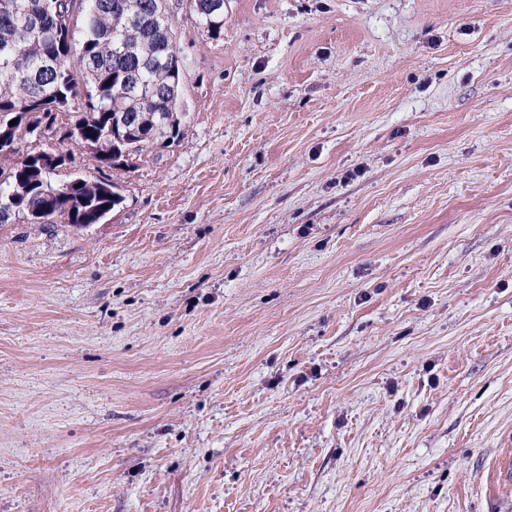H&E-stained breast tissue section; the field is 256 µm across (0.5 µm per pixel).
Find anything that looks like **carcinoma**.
<instances>
[{"instance_id": "obj_1", "label": "carcinoma", "mask_w": 512, "mask_h": 512, "mask_svg": "<svg viewBox=\"0 0 512 512\" xmlns=\"http://www.w3.org/2000/svg\"><path fill=\"white\" fill-rule=\"evenodd\" d=\"M196 22L215 40L224 36V0H200ZM159 0H0V130L10 139L0 152H19L36 130L58 123L80 131L92 147L98 169L114 168L161 139H174L180 128L168 122L178 110L173 86L180 83L181 58L169 35L155 22ZM78 112L68 111L78 91ZM138 114L142 128L129 137L112 131V116ZM16 124H10V121ZM21 159L9 169L7 191H16L11 215L0 224H46L52 218L74 226L97 213L106 215L124 202L108 181L75 175L62 188L40 181ZM49 209L30 211L49 201Z\"/></svg>"}]
</instances>
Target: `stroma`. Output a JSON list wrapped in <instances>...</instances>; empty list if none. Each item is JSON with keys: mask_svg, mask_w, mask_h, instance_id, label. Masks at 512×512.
<instances>
[{"mask_svg": "<svg viewBox=\"0 0 512 512\" xmlns=\"http://www.w3.org/2000/svg\"><path fill=\"white\" fill-rule=\"evenodd\" d=\"M181 133L0 224V512H512V0H169ZM190 1V8L194 13L196 22L206 31L211 39L218 40L224 36V0H202L201 10H195V3ZM219 4L217 8L212 5ZM48 153L58 156L61 158V163L56 167V170L50 175L49 186L48 181H39L37 175L31 171L32 165L29 164L33 160V157L40 158L41 166L47 169H53L56 164L54 158H47L42 155L33 154L27 159H21L11 166L7 171L10 172V176H1L0 183H4L5 179L8 178L9 186L4 191L6 196L0 197V204H7L9 199L7 198L8 192L16 190L17 194L15 200L11 203V215L8 218L2 220L0 218V224H8L9 221L29 223V224H50L48 220L52 218L60 219L65 224H72L73 226L81 225L86 227L91 223L84 224L82 220H89L96 213H101L104 216L92 223L98 224L101 220L106 217L116 207H119L123 202V196L115 191V187L108 181L102 179H96L95 182H90L89 179L75 175L69 181L62 184H66L65 187L57 188L62 184L54 182L53 177L57 174L59 168H62L67 164L66 157L67 153L59 151L47 150ZM88 183H94L89 185ZM54 188L59 191L58 196H52L54 201L47 210H42L39 216L30 214L29 211L35 209L39 205H43L49 201L50 197H44L47 195L49 189ZM112 196V199H109ZM80 227V228H81Z\"/></svg>", "mask_w": 512, "mask_h": 512, "instance_id": "obj_1", "label": "stroma"}]
</instances>
